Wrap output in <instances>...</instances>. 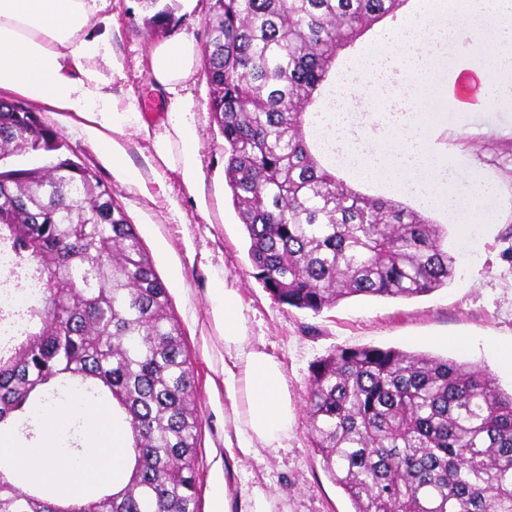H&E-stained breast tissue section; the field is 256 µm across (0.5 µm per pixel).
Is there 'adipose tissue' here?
<instances>
[{"label": "adipose tissue", "mask_w": 512, "mask_h": 512, "mask_svg": "<svg viewBox=\"0 0 512 512\" xmlns=\"http://www.w3.org/2000/svg\"><path fill=\"white\" fill-rule=\"evenodd\" d=\"M96 0H0V91L69 112L81 120L88 143L99 148L114 175L123 183L136 184L140 172L127 164L122 140L126 129L144 130L140 112H117L112 94L91 58L119 71L105 36L87 32ZM469 38L479 65L461 64L459 73L472 77L474 97L483 101L482 88L500 72L512 71V0H463L460 8L433 14L432 0H416L405 27L381 33L372 49L376 64L371 71L343 73L336 82L334 103L323 113L327 131L326 154L350 163L353 177L371 180L377 168L392 164L398 170L418 171L416 181H390L387 189L411 195L429 207L452 211L464 224H484L478 204L493 188L480 180L472 187L473 206L453 211L455 171L433 166L422 142L419 115L388 112L384 89L398 86L411 91L414 73L433 75L434 63L422 55L424 43ZM197 49L193 42L175 38L157 45L151 55L153 80L165 91L176 92L194 71ZM361 89L374 97L377 111L363 116L349 112L347 95ZM170 130L156 142V153L167 159L171 141L181 151L177 166L183 183L195 187L201 178L197 155V132L191 103L177 102L169 114ZM398 140L396 151L384 142L388 135ZM210 315L224 335V390L231 402L238 446L244 452L256 447L276 448L293 428L296 407L288 391L281 364L250 342L246 319L235 289L216 281L209 294ZM86 423V445L80 456L62 451L57 440L71 419ZM44 441L38 449L21 446L17 439L0 442V456L8 457L25 475L60 499H72L91 485L107 484L116 463L125 455L129 431L99 405L79 400L42 417Z\"/></svg>", "instance_id": "obj_1"}]
</instances>
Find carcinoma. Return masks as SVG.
<instances>
[{"mask_svg": "<svg viewBox=\"0 0 512 512\" xmlns=\"http://www.w3.org/2000/svg\"><path fill=\"white\" fill-rule=\"evenodd\" d=\"M407 0H210L209 109L253 277L315 314L356 296L411 299L453 276L447 231L321 163L307 108L354 44ZM28 105L0 99V245L41 284L0 352V429L25 434L73 384L108 396L131 432L121 490L62 506L0 472V512H200L201 417L166 284L112 186L63 156ZM21 152L55 161L19 166ZM308 435L354 512H512V394L476 366L378 347L317 361Z\"/></svg>", "mask_w": 512, "mask_h": 512, "instance_id": "carcinoma-1", "label": "carcinoma"}]
</instances>
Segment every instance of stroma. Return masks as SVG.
Segmentation results:
<instances>
[{"instance_id":"obj_1","label":"stroma","mask_w":512,"mask_h":512,"mask_svg":"<svg viewBox=\"0 0 512 512\" xmlns=\"http://www.w3.org/2000/svg\"><path fill=\"white\" fill-rule=\"evenodd\" d=\"M163 23L152 22L143 0H102L90 17L111 23L112 54L120 75L109 84L118 110L143 111L149 133L126 130L129 164L143 185L122 183L98 148L87 143L80 120L49 106L41 119L64 140L67 155L97 170L166 284L191 353L202 417L199 445V507L211 512L216 486H223L227 512H252L263 497L270 512H354L353 505L324 469L307 431L306 395L312 366L340 347L394 348L478 365L499 387L512 391V371L498 364L500 350L512 351V99L467 110L448 95V73L470 57L468 42L434 46L439 71L415 90L422 101L425 145L442 142L435 165L457 171L455 199L468 198L471 176L492 181L483 200L492 224H458L448 214L431 218L448 231L456 259L448 286L409 300L355 297L321 313L278 304L253 278L248 238L224 179V138L211 119L205 61L197 59L182 93L192 100L198 131L201 178L187 188L157 157L153 133L168 125L174 96L156 87L153 48L186 38L197 47L207 40L208 0H159ZM236 289L250 340L281 363L296 406V421L279 448L245 454L237 446L230 401L224 391V340L209 315L213 278Z\"/></svg>"}]
</instances>
